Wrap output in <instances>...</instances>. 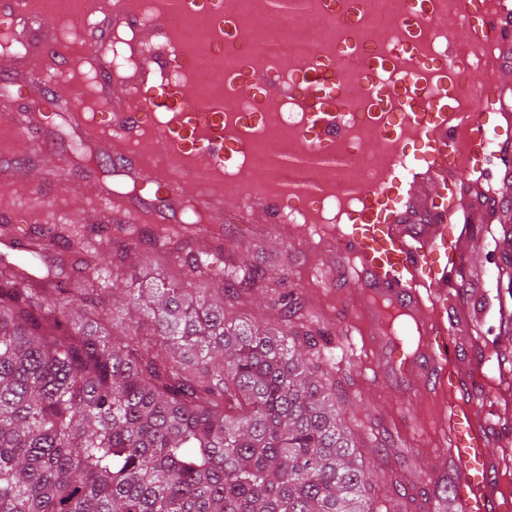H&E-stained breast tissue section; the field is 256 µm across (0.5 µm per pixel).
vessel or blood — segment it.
<instances>
[{"instance_id": "b4317fda", "label": "vessel or blood", "mask_w": 512, "mask_h": 512, "mask_svg": "<svg viewBox=\"0 0 512 512\" xmlns=\"http://www.w3.org/2000/svg\"><path fill=\"white\" fill-rule=\"evenodd\" d=\"M182 0H89L86 27H111L124 19L134 36L128 51L134 67L124 77V95L112 96L100 119L69 113L83 141L100 145L119 159L135 182L151 186L170 208L192 200L196 211L242 224H297L320 236L319 247L333 255L366 299L363 312L371 334L384 330L383 305L408 320L402 336L417 335L415 349L384 344L383 375L401 391L427 390L441 401L440 443L432 453L434 475L450 478L451 512H505L496 482L512 454V434L489 417L477 416L463 395L483 375L482 365L462 362L460 343L448 324V305L460 287L459 270L468 238L461 228L476 203L497 181L500 166L512 164V87L503 82L512 57V0H401L400 8L375 19L369 0H316L338 38L331 48L298 61L295 72L244 56L227 76L230 100L189 95L183 84L157 79L156 65L186 69L187 63L161 21ZM36 0H0V17L22 20L18 36L25 54L0 58V71L23 67L39 75L67 58L52 27L26 19ZM224 44L233 47L248 34L246 20L225 14L219 21ZM469 65L478 87L460 83L456 69ZM296 112L293 130L302 157L336 159L337 145L353 138L377 141L366 179L344 191L330 180L307 191L268 187L257 200L241 195L246 177L236 162L249 154L261 125L245 116L248 104ZM164 121H156L157 111ZM158 146L166 168L147 165L145 140ZM416 143L408 151V143ZM224 191H217V184ZM335 197L336 229L325 226L312 198ZM427 212L431 223L415 224ZM166 223L165 213L129 198L110 197L98 223Z\"/></svg>"}]
</instances>
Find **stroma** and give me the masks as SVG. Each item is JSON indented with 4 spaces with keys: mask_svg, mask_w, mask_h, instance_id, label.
I'll list each match as a JSON object with an SVG mask.
<instances>
[{
    "mask_svg": "<svg viewBox=\"0 0 512 512\" xmlns=\"http://www.w3.org/2000/svg\"><path fill=\"white\" fill-rule=\"evenodd\" d=\"M74 86L81 87L80 95L71 94ZM99 87L96 72L78 53L69 54L66 66L49 76L22 68L0 74V212L32 215L22 240L6 238V226L0 223V253L25 257L29 238L67 225L96 257L114 261L119 277L102 292L108 304L127 289L145 285L154 261L167 281L184 283L185 259L204 252L215 253L216 259L199 286L225 288L237 316L277 321L279 298L293 295L317 316L321 343L333 346L338 355L336 403L363 437L365 457L376 462L372 496L386 512H429V453L437 444L431 411L421 397L407 396L377 376L383 350L373 336L356 331L361 291L337 281L312 241L302 234L283 237L274 224H240L228 216L217 224L206 216L173 254L152 241L161 225L95 223L104 192L153 195L150 188L133 187L126 175L107 181L93 167L81 165L77 134L63 119H52L56 100L91 116L107 111L97 95ZM496 191L498 219L485 222L478 211L465 227L471 237L469 258L452 313L458 335L467 336L472 320L481 333L482 349L465 345L464 357L473 361L485 351L491 358L474 405H493L506 413L512 411V321L502 313L512 312V180L497 185ZM243 258L251 259L262 274L259 285L227 282V266Z\"/></svg>",
    "mask_w": 512,
    "mask_h": 512,
    "instance_id": "obj_1",
    "label": "stroma"
}]
</instances>
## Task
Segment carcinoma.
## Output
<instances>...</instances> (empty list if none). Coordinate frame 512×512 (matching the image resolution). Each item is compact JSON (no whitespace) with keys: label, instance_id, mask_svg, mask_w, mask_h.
Listing matches in <instances>:
<instances>
[{"label":"carcinoma","instance_id":"carcinoma-1","mask_svg":"<svg viewBox=\"0 0 512 512\" xmlns=\"http://www.w3.org/2000/svg\"><path fill=\"white\" fill-rule=\"evenodd\" d=\"M0 254V512H380L375 461L333 401L308 326L225 316L224 296L137 289L162 340L102 326L87 275ZM205 253L185 262L196 278ZM227 275L256 284L246 262Z\"/></svg>","mask_w":512,"mask_h":512}]
</instances>
